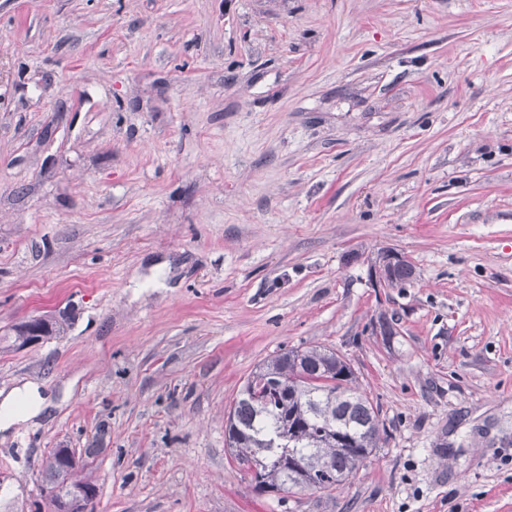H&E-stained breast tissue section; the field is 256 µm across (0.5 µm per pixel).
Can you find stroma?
Masks as SVG:
<instances>
[{"mask_svg":"<svg viewBox=\"0 0 512 512\" xmlns=\"http://www.w3.org/2000/svg\"><path fill=\"white\" fill-rule=\"evenodd\" d=\"M392 249L415 266L374 286ZM0 512L89 457L92 512H512V0H0ZM386 435L340 489L225 445L291 348ZM67 312H69V310L64 309L63 311H59L58 314L33 316L16 323L14 325L16 336L5 337V339H8V341L11 342L8 347H14L17 349V341L22 339L20 344L25 342L23 336L27 337V341L21 349L38 344L49 336L50 338L64 336L71 325L69 319L61 320L62 318H66L65 313ZM59 320L61 321L56 322L53 327V323ZM2 392H0V396ZM46 397L38 385L25 383L2 395L0 400V430L9 429L12 425L24 421L42 411Z\"/></svg>","mask_w":512,"mask_h":512,"instance_id":"obj_1","label":"stroma"}]
</instances>
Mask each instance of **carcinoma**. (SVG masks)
<instances>
[{
  "label": "carcinoma",
  "instance_id": "obj_1",
  "mask_svg": "<svg viewBox=\"0 0 512 512\" xmlns=\"http://www.w3.org/2000/svg\"><path fill=\"white\" fill-rule=\"evenodd\" d=\"M394 287L411 282L415 269L406 258L390 271ZM251 376L288 384V395L260 406L238 393L227 417V444L234 458L245 459L266 447L281 428L294 437L296 456L260 470L252 482L269 492L334 490L343 486L379 447L385 434L378 408L358 390L351 364L321 347L279 353ZM48 499L70 487L96 492L80 470L62 469L57 450L45 460Z\"/></svg>",
  "mask_w": 512,
  "mask_h": 512
}]
</instances>
